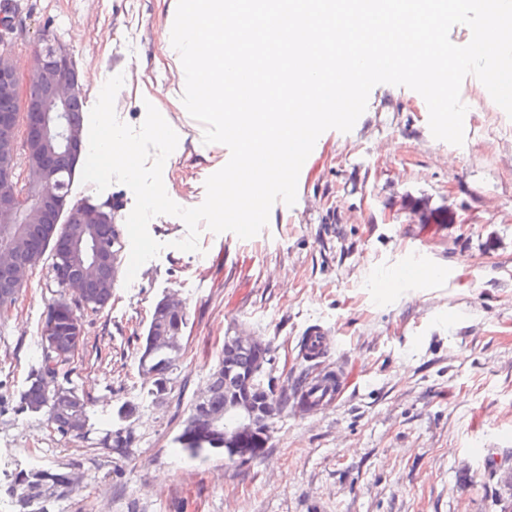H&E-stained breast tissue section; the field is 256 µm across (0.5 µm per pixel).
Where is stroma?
Returning a JSON list of instances; mask_svg holds the SVG:
<instances>
[{"instance_id": "obj_1", "label": "stroma", "mask_w": 512, "mask_h": 512, "mask_svg": "<svg viewBox=\"0 0 512 512\" xmlns=\"http://www.w3.org/2000/svg\"><path fill=\"white\" fill-rule=\"evenodd\" d=\"M22 2L13 27H0L17 75L46 31L72 52L84 111L109 77L127 75L118 119L140 126L154 105L179 137L165 189L180 206L200 205L230 150L204 143L203 125L170 99L181 77L166 46L177 0ZM460 95L465 142L454 146L432 136L420 94L376 85L352 131L321 134L295 205L276 202L253 238L204 227L199 251L183 252L172 243L186 236L184 222L154 217L149 233L162 251L84 317L59 375L87 403L77 437L24 404L46 312L64 296L49 260L28 269L15 306L0 313V512H18L11 475L33 468L78 478L45 512H512V117L476 77ZM71 198L114 203L122 221L135 204L121 183L99 193L76 179ZM417 200L453 222L420 223ZM416 263L434 275L402 279ZM170 293L188 328L158 400L140 362ZM316 326L327 357L309 363L299 345ZM232 330L271 344L266 369L280 391L320 367L346 383L340 401L309 415L285 409L239 466L220 451L190 457L177 442ZM122 427L134 437L123 452L108 446Z\"/></svg>"}]
</instances>
